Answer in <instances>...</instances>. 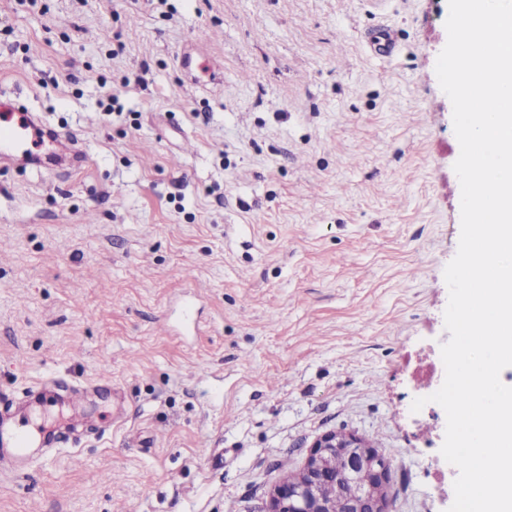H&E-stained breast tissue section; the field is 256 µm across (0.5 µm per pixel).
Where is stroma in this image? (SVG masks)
Instances as JSON below:
<instances>
[{
	"mask_svg": "<svg viewBox=\"0 0 512 512\" xmlns=\"http://www.w3.org/2000/svg\"><path fill=\"white\" fill-rule=\"evenodd\" d=\"M448 13L0 0V103L62 155L0 157V412L54 435L0 462V512H266L330 432L390 460L391 512H447L409 367L450 338Z\"/></svg>",
	"mask_w": 512,
	"mask_h": 512,
	"instance_id": "obj_1",
	"label": "stroma"
}]
</instances>
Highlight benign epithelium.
Returning <instances> with one entry per match:
<instances>
[{"label": "benign epithelium", "instance_id": "obj_1", "mask_svg": "<svg viewBox=\"0 0 512 512\" xmlns=\"http://www.w3.org/2000/svg\"><path fill=\"white\" fill-rule=\"evenodd\" d=\"M336 455L344 466L336 472L326 461ZM391 471L388 459L354 434L327 433L312 446L302 470L276 483L270 496L269 512H336V502L324 494L333 484L356 485L355 496L344 500L343 512H389L384 488Z\"/></svg>", "mask_w": 512, "mask_h": 512}]
</instances>
